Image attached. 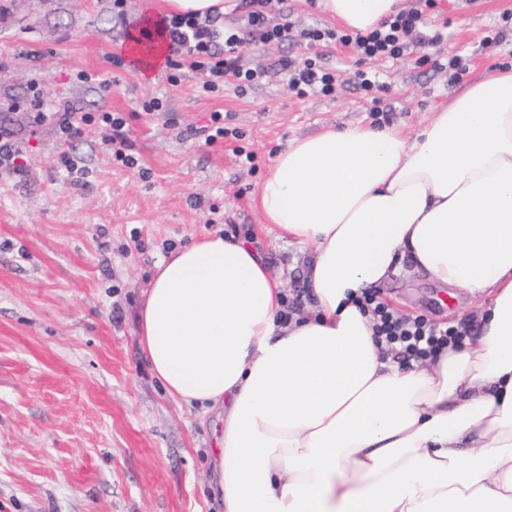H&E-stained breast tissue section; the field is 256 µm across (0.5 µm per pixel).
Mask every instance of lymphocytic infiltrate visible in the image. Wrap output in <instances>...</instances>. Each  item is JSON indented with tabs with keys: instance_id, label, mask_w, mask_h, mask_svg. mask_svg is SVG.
<instances>
[{
	"instance_id": "lymphocytic-infiltrate-1",
	"label": "lymphocytic infiltrate",
	"mask_w": 512,
	"mask_h": 512,
	"mask_svg": "<svg viewBox=\"0 0 512 512\" xmlns=\"http://www.w3.org/2000/svg\"><path fill=\"white\" fill-rule=\"evenodd\" d=\"M240 24L225 25L220 15L204 16L175 14L164 18L163 28L169 42V68L188 67L201 77L203 92H215L224 78L236 80L238 87L259 83L265 69L246 66L240 47L278 45L291 37L290 24H274L269 20L272 0H242ZM422 8H410L389 16L380 25L365 32L345 33L331 28H307L302 35L313 43L353 46L360 61L384 60L396 62L425 45H435L444 38L442 30L424 32ZM288 72V87L300 98L312 93L330 94L335 74L328 72L313 59L303 63L281 60ZM26 110L27 128L50 129L58 141L67 143L82 137L86 126L100 124L105 130L103 143L113 161L134 168L138 160L129 152L128 118L121 112H83L73 103L48 109L37 84H30L27 100L0 101V176L22 182L29 176L22 130L9 122V113ZM363 313L369 314L378 341L384 342L403 361H425L434 358L443 348L461 346L469 334L467 327H444L426 318L398 316L373 293L359 301Z\"/></svg>"
}]
</instances>
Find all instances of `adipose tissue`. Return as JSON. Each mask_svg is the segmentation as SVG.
I'll use <instances>...</instances> for the list:
<instances>
[{
    "mask_svg": "<svg viewBox=\"0 0 512 512\" xmlns=\"http://www.w3.org/2000/svg\"><path fill=\"white\" fill-rule=\"evenodd\" d=\"M401 0H323L366 31ZM256 205L309 256L308 312L242 240L162 260L138 344L172 398L217 411L224 512H512V70L415 135L362 126L291 140ZM413 272L488 303L435 360L383 353L355 302Z\"/></svg>",
    "mask_w": 512,
    "mask_h": 512,
    "instance_id": "1",
    "label": "adipose tissue"
}]
</instances>
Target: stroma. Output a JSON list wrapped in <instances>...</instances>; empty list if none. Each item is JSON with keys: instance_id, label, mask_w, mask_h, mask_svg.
Segmentation results:
<instances>
[{"instance_id": "35a3bbf8", "label": "stroma", "mask_w": 512, "mask_h": 512, "mask_svg": "<svg viewBox=\"0 0 512 512\" xmlns=\"http://www.w3.org/2000/svg\"><path fill=\"white\" fill-rule=\"evenodd\" d=\"M148 2L164 7L126 0L121 22L112 0H0V99L25 98L35 81L48 103L130 113L140 164H117L89 126L72 145L87 182L66 183L55 138L43 131L26 145L28 180H0V512H218L214 425L172 399L139 352L144 291L172 251L224 234L267 258L294 297L307 257L263 229L258 186L293 138L374 122L353 82L358 59L342 46L301 38L267 50L244 46V62L267 76L206 96L187 69L164 67L146 80L113 67L111 56ZM505 12L512 0H437L424 26H447V40L382 66L389 126L415 134L468 84L512 68V34L481 46ZM272 19L299 29L337 25L321 0H283ZM454 54L466 71L453 80L432 61ZM310 57L335 72L336 90L300 99L279 62ZM81 71L89 80L78 79ZM104 73L112 77L107 91L96 82ZM148 96L164 99L166 115L136 116ZM215 111L233 136L211 145L190 136L189 127L209 124ZM240 149L253 153L252 163H240ZM376 293L402 315L445 326L475 323L481 304L421 274L396 277Z\"/></svg>"}]
</instances>
